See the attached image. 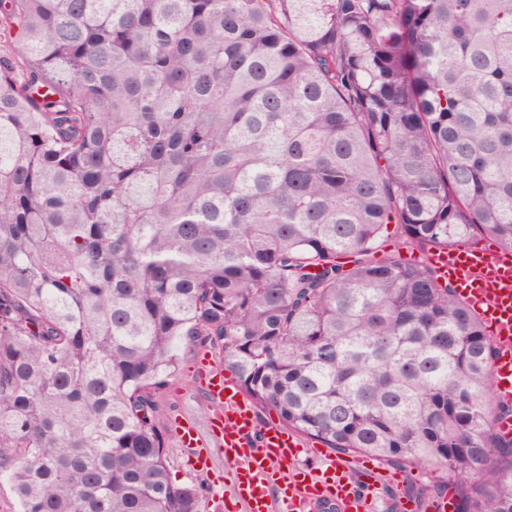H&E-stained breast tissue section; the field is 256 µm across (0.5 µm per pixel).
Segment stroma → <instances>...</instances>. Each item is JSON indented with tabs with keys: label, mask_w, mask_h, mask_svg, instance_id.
I'll list each match as a JSON object with an SVG mask.
<instances>
[{
	"label": "stroma",
	"mask_w": 512,
	"mask_h": 512,
	"mask_svg": "<svg viewBox=\"0 0 512 512\" xmlns=\"http://www.w3.org/2000/svg\"><path fill=\"white\" fill-rule=\"evenodd\" d=\"M208 353L216 365L224 363V349L221 343L202 335L182 345L178 369L168 385L155 391V420L166 437L168 466L173 480L182 485L202 488L201 512H226V505L236 500L235 488L228 475L229 466L223 456L213 455L209 469L195 466L193 458L180 446L174 431V423L187 420L196 425L200 434H207L208 421L214 411L213 405L205 399L200 388L199 353ZM382 473H398L399 479L384 486L378 494L375 512H401L402 501L420 500L422 489H430L432 497L448 493L455 478L433 468L419 465H405L399 468L380 464Z\"/></svg>",
	"instance_id": "stroma-1"
}]
</instances>
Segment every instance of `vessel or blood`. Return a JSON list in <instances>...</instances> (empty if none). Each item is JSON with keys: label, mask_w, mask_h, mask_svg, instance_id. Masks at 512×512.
I'll use <instances>...</instances> for the list:
<instances>
[{"label": "vessel or blood", "mask_w": 512, "mask_h": 512, "mask_svg": "<svg viewBox=\"0 0 512 512\" xmlns=\"http://www.w3.org/2000/svg\"><path fill=\"white\" fill-rule=\"evenodd\" d=\"M444 279L475 306L497 346L492 384L497 400H512V254L461 244L432 257ZM202 386L215 412L209 427L219 453L231 466L238 499L246 512H370L379 490L377 475L355 481L332 465L303 466L295 434L259 425L251 403L222 367L202 359ZM181 445L197 465L207 466L210 449L192 424L176 423Z\"/></svg>", "instance_id": "1"}]
</instances>
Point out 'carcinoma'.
Returning a JSON list of instances; mask_svg holds the SVG:
<instances>
[{
    "mask_svg": "<svg viewBox=\"0 0 512 512\" xmlns=\"http://www.w3.org/2000/svg\"><path fill=\"white\" fill-rule=\"evenodd\" d=\"M424 253L512 251V0H0V478L19 512H200L152 392L252 403L512 512L496 345ZM395 224H390L388 229L384 232L383 236L377 243V254L378 256H396L403 259L409 257H415L419 261H424L426 253H422L419 250H411L406 248L398 249L395 242Z\"/></svg>",
    "mask_w": 512,
    "mask_h": 512,
    "instance_id": "cac0c4a2",
    "label": "carcinoma"
}]
</instances>
